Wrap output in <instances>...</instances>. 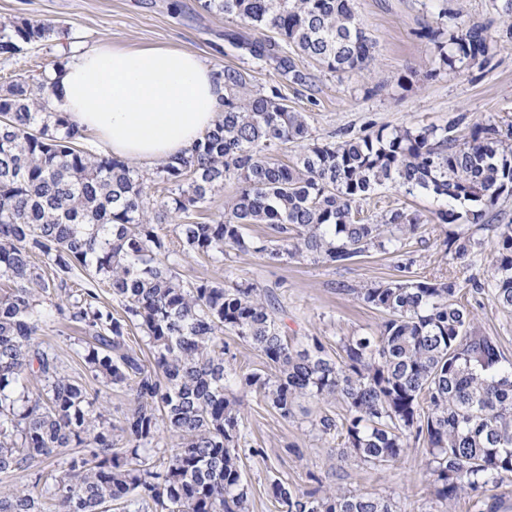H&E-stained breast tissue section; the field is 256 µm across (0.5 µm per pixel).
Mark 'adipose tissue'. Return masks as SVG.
<instances>
[{"instance_id": "obj_1", "label": "adipose tissue", "mask_w": 512, "mask_h": 512, "mask_svg": "<svg viewBox=\"0 0 512 512\" xmlns=\"http://www.w3.org/2000/svg\"><path fill=\"white\" fill-rule=\"evenodd\" d=\"M48 72L53 103L113 157L161 164L190 152L224 108V83L196 54L171 46L70 44Z\"/></svg>"}]
</instances>
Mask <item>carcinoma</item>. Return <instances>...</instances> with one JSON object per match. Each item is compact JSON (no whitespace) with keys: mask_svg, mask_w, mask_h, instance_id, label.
Returning <instances> with one entry per match:
<instances>
[{"mask_svg":"<svg viewBox=\"0 0 512 512\" xmlns=\"http://www.w3.org/2000/svg\"><path fill=\"white\" fill-rule=\"evenodd\" d=\"M201 7L275 31L277 42L241 39L239 46L292 83L305 76L285 46L333 73L374 60L376 42L360 26L355 0H204ZM442 16L448 28L422 33L439 65H489L487 26L446 9ZM61 31L1 18L0 55L11 58ZM216 76L227 92L223 118L190 155L150 176L82 143L53 107L45 75L0 85V512H250L242 448L249 393L285 419L305 398L340 403L344 414L325 411L311 426L339 437L343 454L365 463L399 461L410 439L423 441L443 501L478 497L512 476V359L474 326L466 301L488 292L512 311V224L497 223L500 201L512 198V124H467L460 115L444 127L319 140L280 88L255 89L251 75L232 66ZM290 146L295 161H281ZM227 181L236 193L224 214L191 220ZM385 185L433 195L443 224L496 232L491 276L361 288L360 300L385 320L376 335L343 338L331 353L316 336L288 342L271 291L179 272L185 257L222 262L231 251L338 265L374 248L399 254L421 219L403 208L364 213L362 204ZM255 224L266 232L249 234ZM481 245L472 234L443 240L445 253L463 263ZM36 253L51 276L31 264ZM105 289L117 307L104 301ZM56 320L83 331L91 383L72 377L57 346L40 339ZM134 329L140 345L129 343ZM226 333L259 352L266 369L229 367ZM110 386L131 396L117 424L101 396ZM163 434L171 444L161 449ZM36 462L51 474L31 486L1 481ZM268 494L285 512H396L389 499L340 488L320 495L277 479Z\"/></svg>","mask_w":512,"mask_h":512,"instance_id":"obj_1","label":"carcinoma"}]
</instances>
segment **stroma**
<instances>
[{
    "label": "stroma",
    "mask_w": 512,
    "mask_h": 512,
    "mask_svg": "<svg viewBox=\"0 0 512 512\" xmlns=\"http://www.w3.org/2000/svg\"><path fill=\"white\" fill-rule=\"evenodd\" d=\"M355 5L363 28L377 42L374 61L360 72L331 73L311 59H300L296 66L307 76L301 84L288 82L274 67H259L231 41L240 34L264 42L272 39V31L208 13L201 0H0V16L63 25L85 46L104 40L137 47L171 45L219 70L245 69L255 87L280 86L288 105L306 114L312 136L319 139L344 130L361 134L381 127H442L461 115L472 122H512V42L501 36L492 0H355ZM444 8L487 25L495 45L487 67L436 71L433 47L419 33L438 26ZM61 54V47L50 42L28 47L8 60L0 58V78L39 76ZM407 72L413 75L411 84L399 87L398 77ZM402 206L418 212L423 224L420 237L408 246L414 260L410 275H489L486 257L466 266L445 256V236L470 233L471 227L439 223V204L433 196L411 197L382 188L368 209ZM179 271L190 279L217 278L228 285L250 281L270 289L282 309L281 327L289 340L316 336L331 351L340 338L376 334L385 319L358 298L357 289L400 275L396 259L375 250L341 265L282 264L241 253L225 256L220 265L189 257ZM474 313L478 329L495 338L512 358V312L485 294L478 296ZM243 411L247 445L255 450L245 461L252 512H278V503L267 494L275 479L305 490L336 486L388 498L397 512H486L488 499L498 501L499 512H512V477L489 488L481 500L465 496L451 505L438 499L423 443H413L401 461L381 466L344 455L336 440L312 430L310 422L320 412L314 402L300 401L294 416L284 419L252 394L245 398Z\"/></svg>",
    "instance_id": "stroma-1"
}]
</instances>
